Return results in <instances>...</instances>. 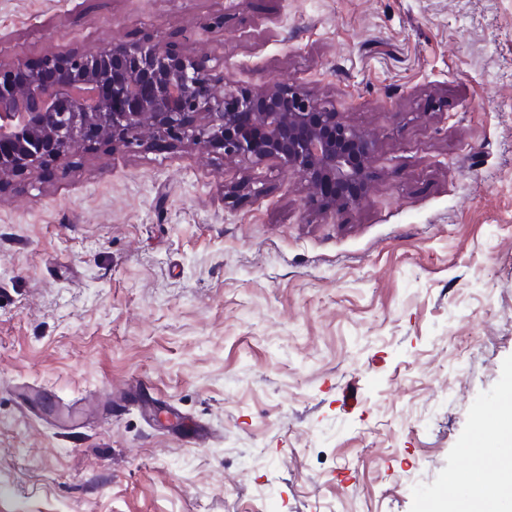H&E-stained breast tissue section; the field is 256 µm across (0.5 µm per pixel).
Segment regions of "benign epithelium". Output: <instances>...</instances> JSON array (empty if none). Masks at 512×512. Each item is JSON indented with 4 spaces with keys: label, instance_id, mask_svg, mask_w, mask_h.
Returning <instances> with one entry per match:
<instances>
[{
    "label": "benign epithelium",
    "instance_id": "obj_1",
    "mask_svg": "<svg viewBox=\"0 0 512 512\" xmlns=\"http://www.w3.org/2000/svg\"><path fill=\"white\" fill-rule=\"evenodd\" d=\"M192 144L276 161L325 207L359 203L373 140L298 86L248 89L164 43H102L35 67L0 64V179L45 171L96 145Z\"/></svg>",
    "mask_w": 512,
    "mask_h": 512
}]
</instances>
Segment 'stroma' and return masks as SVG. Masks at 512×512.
Returning a JSON list of instances; mask_svg holds the SVG:
<instances>
[{
	"mask_svg": "<svg viewBox=\"0 0 512 512\" xmlns=\"http://www.w3.org/2000/svg\"><path fill=\"white\" fill-rule=\"evenodd\" d=\"M146 39L335 104L372 177L1 179L0 512H420L512 387V0H0L5 66Z\"/></svg>",
	"mask_w": 512,
	"mask_h": 512,
	"instance_id": "1",
	"label": "stroma"
}]
</instances>
